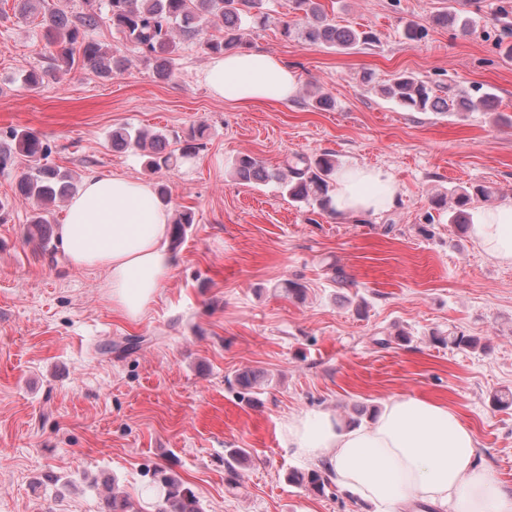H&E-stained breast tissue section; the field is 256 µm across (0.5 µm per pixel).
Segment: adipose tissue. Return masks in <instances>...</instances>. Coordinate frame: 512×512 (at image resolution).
<instances>
[{
    "label": "adipose tissue",
    "instance_id": "obj_1",
    "mask_svg": "<svg viewBox=\"0 0 512 512\" xmlns=\"http://www.w3.org/2000/svg\"><path fill=\"white\" fill-rule=\"evenodd\" d=\"M203 80L215 97L240 104L285 103L299 85L293 68L258 49L214 58ZM397 194L383 169L346 164L336 171L337 214L384 213ZM467 232L490 258L512 265V201L475 208ZM57 236L70 267L105 271L113 309L134 321L155 303L176 264L168 210L150 185L119 174L86 175ZM284 429L289 447L321 463L344 493L373 512H399L408 501L437 512H512V490L483 463L475 433L445 404L401 395L355 428L329 413L307 412Z\"/></svg>",
    "mask_w": 512,
    "mask_h": 512
}]
</instances>
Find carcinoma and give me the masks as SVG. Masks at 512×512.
I'll return each mask as SVG.
<instances>
[{
    "label": "carcinoma",
    "mask_w": 512,
    "mask_h": 512,
    "mask_svg": "<svg viewBox=\"0 0 512 512\" xmlns=\"http://www.w3.org/2000/svg\"><path fill=\"white\" fill-rule=\"evenodd\" d=\"M83 3L85 8L76 12L57 7L42 16V37L55 70L71 68L78 58L84 66L102 76L110 77L124 70V56L87 39L88 32L98 26L103 11L109 15L112 29L123 40L133 44L152 64L154 76L161 82L174 75L175 55L181 43L189 41L207 54L222 55L242 46L243 23L251 21L264 25L268 22L264 0H83ZM294 10L303 12L302 34L311 44L349 49L373 40V36L366 32L338 27L330 22L317 0H294ZM214 17L224 23V34L219 38L209 36L206 30V23ZM381 93L399 106L419 112H446L450 109L464 112L473 105L466 96L446 99L438 95L429 82L405 73L384 85ZM201 137L203 131L199 129L184 146L169 150L163 133L150 135L122 127L112 131V145L119 149L142 151L144 167L156 173L171 169L180 159L196 153L199 150L196 140ZM50 153L51 147L38 133L13 128L0 139V170L13 165L16 156L22 155L34 163V167L19 179L16 186L18 195L45 205L66 200L76 192L77 185L67 174L42 163ZM336 167L337 161L329 153L313 158L295 155L288 161L286 172L275 173L257 158L243 155L235 161L234 174L243 183L275 179L291 201L332 213L331 193ZM489 196L490 192L484 188L470 190L461 186L454 190L452 202L440 198L435 204L440 208L448 207V223L463 229L468 224L469 210ZM29 223L32 224L29 238L37 239L43 251L55 254L56 244L52 242L47 211L34 213ZM192 223V211L178 213L170 232L172 247L182 242L186 226ZM435 341L457 349H474L479 344L477 338L456 331L438 336ZM244 459L245 452L236 449L224 461L230 474L229 484H237V466ZM292 479L319 495L325 494L329 486V480L316 470L295 474ZM152 487L159 491L157 512H203L192 488L164 470L154 472ZM107 508L108 512H144L140 502L116 495L112 496Z\"/></svg>",
    "instance_id": "1"
}]
</instances>
